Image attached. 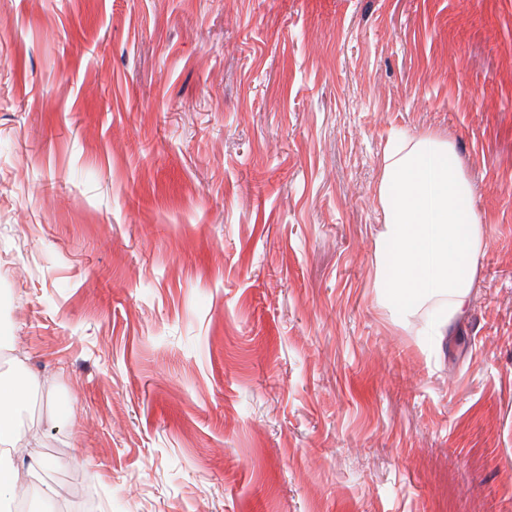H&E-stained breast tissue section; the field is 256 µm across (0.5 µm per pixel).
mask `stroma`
Instances as JSON below:
<instances>
[{
	"label": "stroma",
	"mask_w": 512,
	"mask_h": 512,
	"mask_svg": "<svg viewBox=\"0 0 512 512\" xmlns=\"http://www.w3.org/2000/svg\"><path fill=\"white\" fill-rule=\"evenodd\" d=\"M485 227L374 288L392 130ZM68 512H512V0H0V321ZM375 288L396 321L433 304L420 336L443 339L464 315L479 277L484 223L453 143L394 132L383 150Z\"/></svg>",
	"instance_id": "obj_1"
}]
</instances>
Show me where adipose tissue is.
<instances>
[{"label":"adipose tissue","instance_id":"1","mask_svg":"<svg viewBox=\"0 0 512 512\" xmlns=\"http://www.w3.org/2000/svg\"><path fill=\"white\" fill-rule=\"evenodd\" d=\"M377 200L384 224L375 241V286L396 321L429 307L421 333L444 338L467 309L485 238L453 143L433 132H394L383 150ZM28 399L25 384L0 376V497L24 494L48 465L37 437L18 424Z\"/></svg>","mask_w":512,"mask_h":512}]
</instances>
